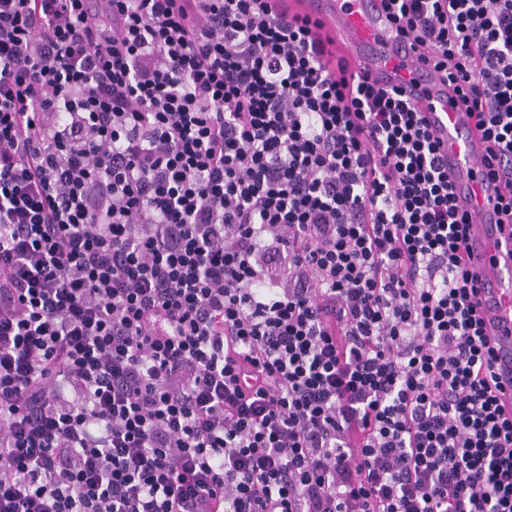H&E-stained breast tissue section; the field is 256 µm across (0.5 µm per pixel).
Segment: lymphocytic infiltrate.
<instances>
[{"label":"lymphocytic infiltrate","instance_id":"lymphocytic-infiltrate-1","mask_svg":"<svg viewBox=\"0 0 512 512\" xmlns=\"http://www.w3.org/2000/svg\"><path fill=\"white\" fill-rule=\"evenodd\" d=\"M306 0H0V512H512L471 219ZM512 225V0H380Z\"/></svg>","mask_w":512,"mask_h":512}]
</instances>
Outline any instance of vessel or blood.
I'll return each mask as SVG.
<instances>
[{
	"label": "vessel or blood",
	"instance_id": "obj_1",
	"mask_svg": "<svg viewBox=\"0 0 512 512\" xmlns=\"http://www.w3.org/2000/svg\"><path fill=\"white\" fill-rule=\"evenodd\" d=\"M311 8L335 30L355 67L381 84L401 88L403 99L422 112L447 154L457 202L472 217V262L488 287L481 306L485 333L495 343L503 384L512 383V238L497 223L494 189L480 186L485 144L465 104L404 53L394 26L371 0H352L348 6L343 0H313Z\"/></svg>",
	"mask_w": 512,
	"mask_h": 512
}]
</instances>
